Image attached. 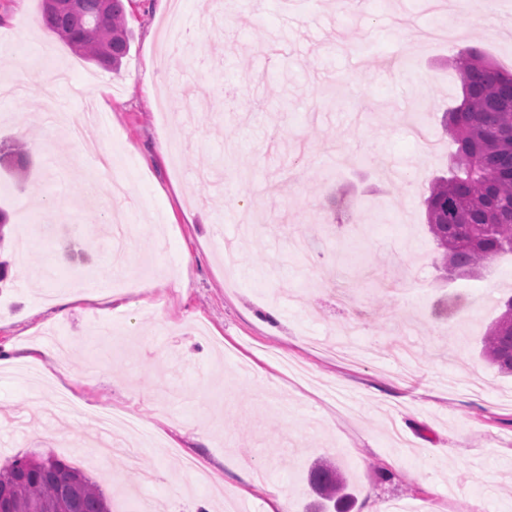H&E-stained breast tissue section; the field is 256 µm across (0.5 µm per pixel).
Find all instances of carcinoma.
<instances>
[{"label": "carcinoma", "mask_w": 512, "mask_h": 512, "mask_svg": "<svg viewBox=\"0 0 512 512\" xmlns=\"http://www.w3.org/2000/svg\"><path fill=\"white\" fill-rule=\"evenodd\" d=\"M98 0L74 10L42 9L41 21L63 43L99 67L114 71L130 50L122 0H109L97 19ZM462 102L445 113L456 145L450 175L432 183L424 200L429 230L444 270L473 273L503 252H512V73L473 49L455 58ZM26 145L0 144V164L24 167ZM482 354L499 373L512 375V296L482 339ZM311 488L342 507L347 485L331 460L314 463ZM0 492L14 512H110L99 485L64 460L49 455L15 458L0 467Z\"/></svg>", "instance_id": "carcinoma-1"}]
</instances>
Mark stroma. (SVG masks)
I'll list each match as a JSON object with an SVG mask.
<instances>
[{
  "label": "stroma",
  "mask_w": 512,
  "mask_h": 512,
  "mask_svg": "<svg viewBox=\"0 0 512 512\" xmlns=\"http://www.w3.org/2000/svg\"><path fill=\"white\" fill-rule=\"evenodd\" d=\"M176 6L206 68L169 52L158 0H125L131 48L113 72L41 40V0H0V47L38 61L0 66V83L23 85L0 99V140L34 147L31 168L0 187V348L23 362L51 335L78 341L39 362L37 378L0 369V465L56 454L97 481L112 512L244 501L268 512L278 493L285 512H303L307 469L327 457L351 512H512V378L480 356L512 292V253L448 277L424 206L450 163L441 119L461 99L453 58L474 47L512 70V0L460 17L455 41L433 44L418 35V0H371L353 17L336 0ZM302 12L314 22L285 26ZM60 69L65 112L94 109L107 127L75 141L38 119ZM22 113L35 117L23 128ZM420 124L434 154L413 133ZM99 150L135 193L120 271L104 237L112 203H86ZM399 160L416 181L391 178ZM63 211L93 242L73 261L51 235ZM84 283L117 298L93 311L71 301L61 315L60 299ZM59 390L136 418L145 438L111 440L155 482L137 491L135 472L104 465L83 417L37 415L36 395ZM188 457L201 472H185ZM229 457L242 471L225 468Z\"/></svg>",
  "instance_id": "35a3bbf8"
}]
</instances>
